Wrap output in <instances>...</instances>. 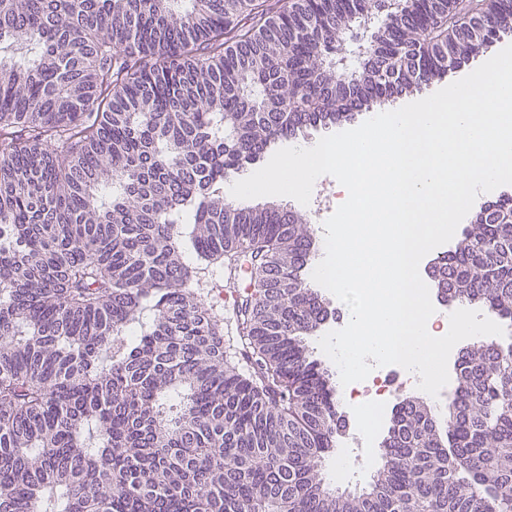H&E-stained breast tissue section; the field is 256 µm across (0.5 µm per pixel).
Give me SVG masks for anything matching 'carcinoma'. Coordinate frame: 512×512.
<instances>
[{
    "label": "carcinoma",
    "mask_w": 512,
    "mask_h": 512,
    "mask_svg": "<svg viewBox=\"0 0 512 512\" xmlns=\"http://www.w3.org/2000/svg\"><path fill=\"white\" fill-rule=\"evenodd\" d=\"M510 37L512 0H0V512H512V333L443 421L402 399L340 493L313 229L224 199L272 142ZM436 260L512 327L511 194ZM226 264L238 356L200 293Z\"/></svg>",
    "instance_id": "obj_1"
}]
</instances>
